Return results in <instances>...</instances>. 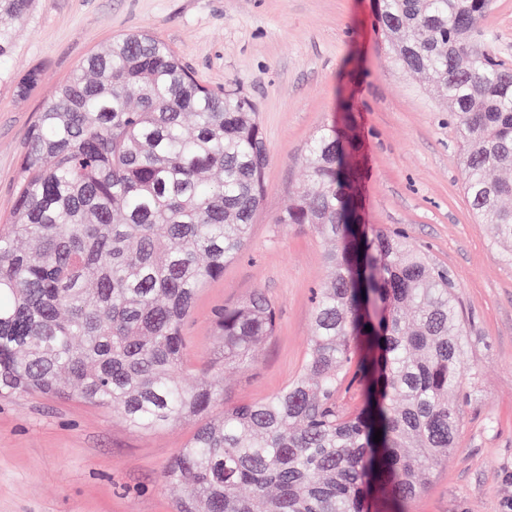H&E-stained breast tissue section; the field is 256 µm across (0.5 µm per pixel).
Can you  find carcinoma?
Instances as JSON below:
<instances>
[{"label":"carcinoma","instance_id":"1","mask_svg":"<svg viewBox=\"0 0 512 512\" xmlns=\"http://www.w3.org/2000/svg\"><path fill=\"white\" fill-rule=\"evenodd\" d=\"M35 0H0V59ZM493 0H379L395 64L448 100L473 213L512 243V65ZM277 224L334 246L297 375L258 402L186 385L183 327L249 240L268 149L255 102L202 84L147 31L90 55L33 124L0 226V397L77 399L153 431L192 423L165 469L175 512H406L456 447L468 336L447 269L366 222L353 123L321 128ZM376 273L365 281L362 266ZM371 331H365V326ZM260 290L214 312L217 374L276 336ZM381 441L374 442L376 430Z\"/></svg>","mask_w":512,"mask_h":512}]
</instances>
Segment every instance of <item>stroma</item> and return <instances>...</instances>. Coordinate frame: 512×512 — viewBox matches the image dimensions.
<instances>
[{
  "instance_id": "stroma-1",
  "label": "stroma",
  "mask_w": 512,
  "mask_h": 512,
  "mask_svg": "<svg viewBox=\"0 0 512 512\" xmlns=\"http://www.w3.org/2000/svg\"><path fill=\"white\" fill-rule=\"evenodd\" d=\"M137 30L165 42L202 84L250 94L270 152L248 244L202 288L185 326V381L204 379L214 311L256 288L274 302L278 332L251 365L226 372L227 399H265L296 375L329 246L276 218L304 180L307 142L351 108L364 143L366 218L447 268L477 369L464 385L475 396L459 444L408 512H512V266L467 202L452 114L424 76L393 64L375 0H38L5 66L38 70L41 82L21 95L0 80V222L46 99L88 56ZM192 431L181 423L140 432L71 399L0 398V512H173L179 490L163 474Z\"/></svg>"
}]
</instances>
